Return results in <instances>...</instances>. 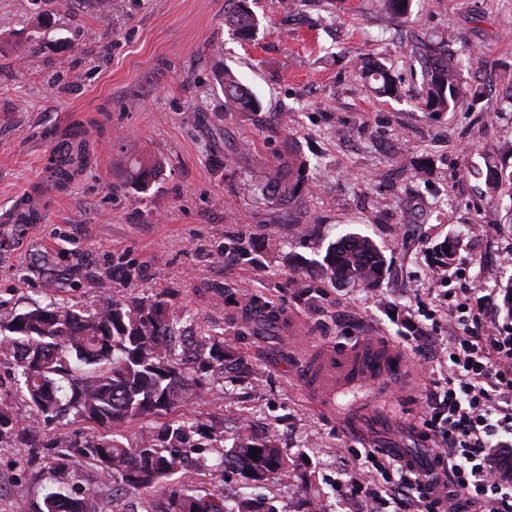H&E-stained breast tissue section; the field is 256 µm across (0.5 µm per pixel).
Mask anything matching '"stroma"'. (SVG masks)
Masks as SVG:
<instances>
[{"mask_svg": "<svg viewBox=\"0 0 512 512\" xmlns=\"http://www.w3.org/2000/svg\"><path fill=\"white\" fill-rule=\"evenodd\" d=\"M34 29L28 0H0V218L33 202L36 224L0 221V320L51 302L90 311L104 297L161 296L192 330L223 337L249 364L205 378L209 400L189 413L240 423L276 439L285 466L252 497L278 512H352L338 484L355 450L424 458L434 435L430 395L448 377L439 357L450 296L502 299L512 281V199H490L487 160L512 164V0H412L402 22L381 0H254L259 26L244 38L224 23L227 0H41ZM441 38L479 95L470 108L435 116L418 102L420 42ZM31 42L16 59L13 41ZM382 59L401 99L367 94L361 58ZM231 68L262 108L228 112L214 74ZM79 139L84 158L69 181L52 177L55 148ZM299 150L312 187L294 204L262 196L258 172ZM159 161L148 190L131 184L128 158ZM348 233L373 239L388 269L373 289L332 283L317 271L327 245ZM252 248L251 260L231 245ZM450 243L447 267L438 248ZM292 314L296 330L244 320L250 301ZM351 344L388 342L410 364L393 391L392 419L366 409L330 413L293 369L299 336ZM0 406L34 435L0 444V512H39L44 494L91 487L93 512H146L154 492L115 493L81 464L60 471L69 448L94 437L87 424H45L0 357Z\"/></svg>", "mask_w": 512, "mask_h": 512, "instance_id": "35a3bbf8", "label": "stroma"}]
</instances>
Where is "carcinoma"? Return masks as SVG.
<instances>
[{"label":"carcinoma","instance_id":"1","mask_svg":"<svg viewBox=\"0 0 512 512\" xmlns=\"http://www.w3.org/2000/svg\"><path fill=\"white\" fill-rule=\"evenodd\" d=\"M410 0H383L386 15L395 21L405 17ZM225 24L241 34L257 25L248 0H233ZM474 57L448 58L441 42L432 41L422 53V100L424 110L440 115L456 112L478 95L460 79L461 71ZM358 76L366 90L379 98L398 99L402 89L387 67L376 60L361 61ZM230 112H257L261 104L250 87L230 70L216 75ZM82 159V145L59 153L53 172L64 183L71 167ZM159 163L138 156L130 158L128 173L146 190ZM307 162L290 155L260 177V190L281 203L302 199L308 177ZM487 193L499 196L502 187L512 189V169L505 161L487 166ZM324 278L334 282H357L376 287L387 271L386 259L367 236L346 235L328 244L319 264ZM169 313L164 300L142 298L128 302L107 299L93 311L73 305L51 303L17 313L0 321V354L13 358L19 382L31 407L46 423L70 415L99 430V437L78 449L80 457L94 462L107 479L124 492L153 490L159 500L152 512H276L275 506L246 497L232 498L219 491L199 495L180 488L170 478L187 467H208L219 482L235 473L249 482L264 484L282 468V450L275 440L243 425L231 447L218 453L214 463L194 458L195 436L213 433L216 423L192 415L166 419L180 408L204 399L201 377L224 375L227 363L247 366L224 350V340L201 334L188 343ZM150 415L165 421L147 427L139 442L125 445L115 439V430ZM29 429L9 411L0 409V444L23 439ZM257 458H251V448ZM41 512H89L87 493L58 489L47 493Z\"/></svg>","mask_w":512,"mask_h":512}]
</instances>
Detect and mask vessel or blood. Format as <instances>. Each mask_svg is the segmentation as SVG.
<instances>
[{
	"mask_svg": "<svg viewBox=\"0 0 512 512\" xmlns=\"http://www.w3.org/2000/svg\"><path fill=\"white\" fill-rule=\"evenodd\" d=\"M409 373L405 360L391 347L364 341L346 348L317 347L304 356L300 370L302 382L329 402L340 389L352 394L355 401L367 400L379 382L401 383Z\"/></svg>",
	"mask_w": 512,
	"mask_h": 512,
	"instance_id": "1",
	"label": "vessel or blood"
}]
</instances>
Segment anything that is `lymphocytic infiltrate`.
Instances as JSON below:
<instances>
[{"mask_svg":"<svg viewBox=\"0 0 512 512\" xmlns=\"http://www.w3.org/2000/svg\"><path fill=\"white\" fill-rule=\"evenodd\" d=\"M488 311L460 300L451 314L448 379L427 421L444 473L364 449L375 470L396 475L381 488L355 482L366 512H512V332L488 326Z\"/></svg>","mask_w":512,"mask_h":512,"instance_id":"lymphocytic-infiltrate-1","label":"lymphocytic infiltrate"}]
</instances>
